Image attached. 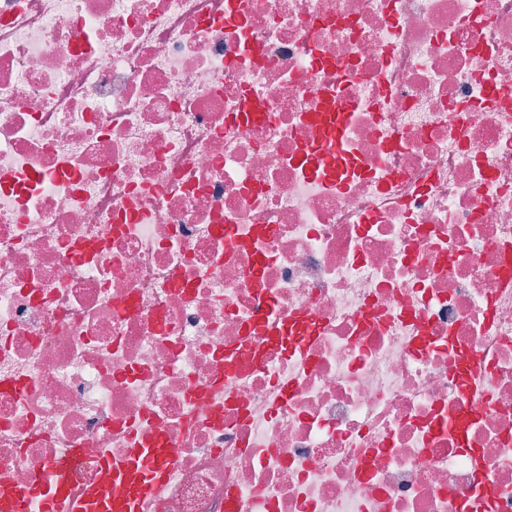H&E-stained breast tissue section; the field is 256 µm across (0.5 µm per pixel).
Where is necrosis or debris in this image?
Returning <instances> with one entry per match:
<instances>
[{
  "label": "necrosis or debris",
  "mask_w": 512,
  "mask_h": 512,
  "mask_svg": "<svg viewBox=\"0 0 512 512\" xmlns=\"http://www.w3.org/2000/svg\"><path fill=\"white\" fill-rule=\"evenodd\" d=\"M158 438L154 512H512V0H0V498Z\"/></svg>",
  "instance_id": "obj_1"
}]
</instances>
